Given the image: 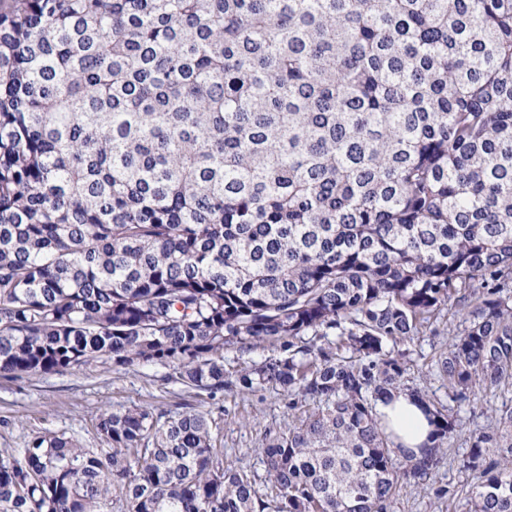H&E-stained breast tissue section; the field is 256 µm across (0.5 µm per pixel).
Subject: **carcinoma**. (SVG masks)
<instances>
[{
    "label": "carcinoma",
    "mask_w": 512,
    "mask_h": 512,
    "mask_svg": "<svg viewBox=\"0 0 512 512\" xmlns=\"http://www.w3.org/2000/svg\"><path fill=\"white\" fill-rule=\"evenodd\" d=\"M512 0H0V376L161 365L317 405L226 470L208 414L133 407L0 454V512H392L376 402L465 312L457 402L512 385ZM275 354L225 378L224 351ZM469 512H512V407L469 435Z\"/></svg>",
    "instance_id": "obj_1"
}]
</instances>
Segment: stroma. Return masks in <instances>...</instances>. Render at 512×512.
I'll return each instance as SVG.
<instances>
[{"instance_id":"1","label":"stroma","mask_w":512,"mask_h":512,"mask_svg":"<svg viewBox=\"0 0 512 512\" xmlns=\"http://www.w3.org/2000/svg\"><path fill=\"white\" fill-rule=\"evenodd\" d=\"M461 324V314L448 310L423 333L393 345L394 350L407 354L405 384L448 402L460 429L435 476L437 485L453 491V498H439L406 484L397 493L393 512H467L466 492L472 482L470 471L463 467L469 451L467 437L470 431L487 426L495 409L512 406V386L477 391L467 402H449L448 381L434 362ZM168 374V369L155 365L115 369L94 363L74 372L22 380L0 377V449L25 447L32 437L46 431L77 439L87 448H99L103 441L95 425L105 411L141 407L181 412L191 406L221 424L218 445L224 450L225 467L261 476L265 466L259 450L266 437L284 431L309 409L305 403L289 409L288 396L271 388L227 391L213 398L169 380Z\"/></svg>"}]
</instances>
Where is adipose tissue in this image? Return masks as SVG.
I'll return each instance as SVG.
<instances>
[{"instance_id":"ef3b65f1","label":"adipose tissue","mask_w":512,"mask_h":512,"mask_svg":"<svg viewBox=\"0 0 512 512\" xmlns=\"http://www.w3.org/2000/svg\"><path fill=\"white\" fill-rule=\"evenodd\" d=\"M376 411L386 421L393 433L395 445L403 452L420 454L427 443L431 426L418 402L405 393H398L388 400H380Z\"/></svg>"}]
</instances>
